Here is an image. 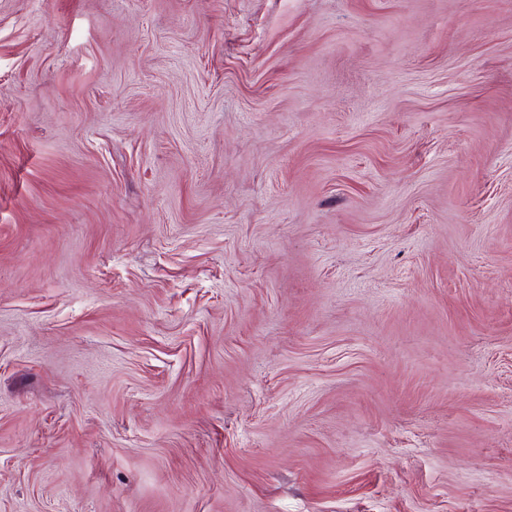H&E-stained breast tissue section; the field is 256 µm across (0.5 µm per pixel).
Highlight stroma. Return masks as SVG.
I'll return each instance as SVG.
<instances>
[{
	"label": "stroma",
	"instance_id": "obj_1",
	"mask_svg": "<svg viewBox=\"0 0 512 512\" xmlns=\"http://www.w3.org/2000/svg\"><path fill=\"white\" fill-rule=\"evenodd\" d=\"M0 512H512V0H0Z\"/></svg>",
	"mask_w": 512,
	"mask_h": 512
}]
</instances>
